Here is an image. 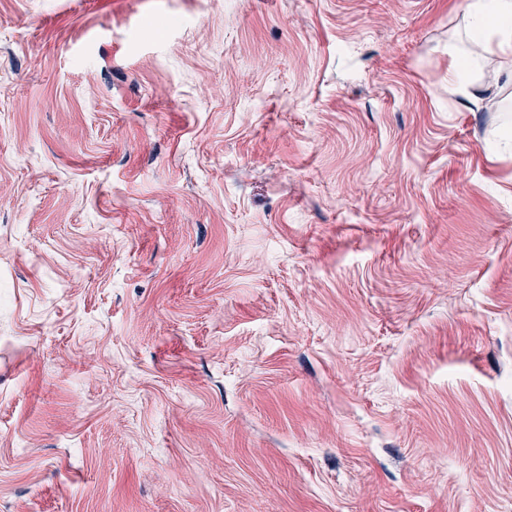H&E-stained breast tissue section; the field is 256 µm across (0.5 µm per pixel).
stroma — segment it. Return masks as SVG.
<instances>
[{"mask_svg":"<svg viewBox=\"0 0 512 512\" xmlns=\"http://www.w3.org/2000/svg\"><path fill=\"white\" fill-rule=\"evenodd\" d=\"M469 2L0 0V512H512Z\"/></svg>","mask_w":512,"mask_h":512,"instance_id":"35a3bbf8","label":"stroma"}]
</instances>
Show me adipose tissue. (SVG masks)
I'll return each mask as SVG.
<instances>
[{"label": "adipose tissue", "mask_w": 512, "mask_h": 512, "mask_svg": "<svg viewBox=\"0 0 512 512\" xmlns=\"http://www.w3.org/2000/svg\"><path fill=\"white\" fill-rule=\"evenodd\" d=\"M468 8L467 39L448 48V85L462 94L473 86L466 67L475 50L512 56V0H470Z\"/></svg>", "instance_id": "1"}]
</instances>
